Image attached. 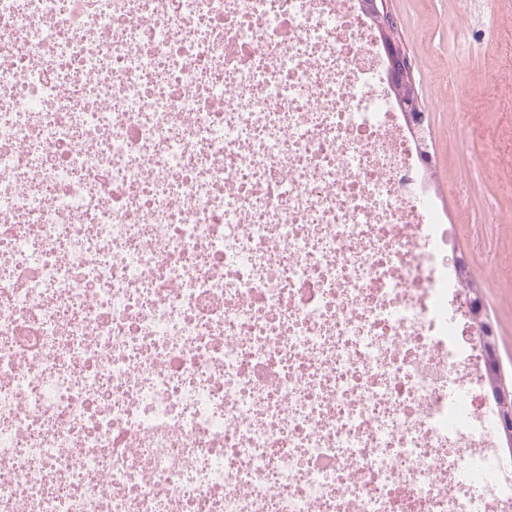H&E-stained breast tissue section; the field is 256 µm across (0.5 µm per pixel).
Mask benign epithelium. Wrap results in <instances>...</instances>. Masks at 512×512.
Here are the masks:
<instances>
[{
    "label": "benign epithelium",
    "instance_id": "7a95c632",
    "mask_svg": "<svg viewBox=\"0 0 512 512\" xmlns=\"http://www.w3.org/2000/svg\"><path fill=\"white\" fill-rule=\"evenodd\" d=\"M356 8L360 19L370 26L373 45L383 58V80L394 107L410 131L415 134L424 132L428 127L427 112L418 99L403 92V87L413 77V63L404 44L396 37L397 22L388 7V0H357ZM454 264L462 280L456 301L468 320L466 335L478 337L484 353L482 399L494 401L499 447L512 456V390L502 382L500 366L493 350L494 326L483 313L478 291L467 285L469 270L465 261L457 257Z\"/></svg>",
    "mask_w": 512,
    "mask_h": 512
}]
</instances>
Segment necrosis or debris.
I'll list each match as a JSON object with an SVG mask.
<instances>
[{"mask_svg": "<svg viewBox=\"0 0 512 512\" xmlns=\"http://www.w3.org/2000/svg\"><path fill=\"white\" fill-rule=\"evenodd\" d=\"M380 69L356 0H0V512H512Z\"/></svg>", "mask_w": 512, "mask_h": 512, "instance_id": "1", "label": "necrosis or debris"}]
</instances>
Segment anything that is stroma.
<instances>
[{
    "instance_id": "obj_1",
    "label": "stroma",
    "mask_w": 512,
    "mask_h": 512,
    "mask_svg": "<svg viewBox=\"0 0 512 512\" xmlns=\"http://www.w3.org/2000/svg\"><path fill=\"white\" fill-rule=\"evenodd\" d=\"M430 118L429 192L467 260L512 381V0H390Z\"/></svg>"
}]
</instances>
